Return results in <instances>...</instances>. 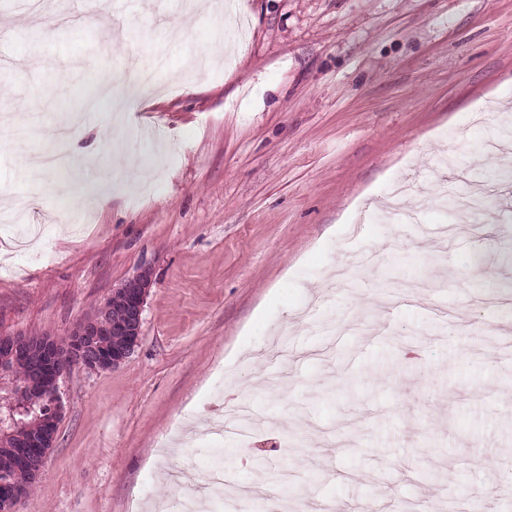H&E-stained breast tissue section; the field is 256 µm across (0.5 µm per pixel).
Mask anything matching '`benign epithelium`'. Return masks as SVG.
<instances>
[{"instance_id": "1", "label": "benign epithelium", "mask_w": 512, "mask_h": 512, "mask_svg": "<svg viewBox=\"0 0 512 512\" xmlns=\"http://www.w3.org/2000/svg\"><path fill=\"white\" fill-rule=\"evenodd\" d=\"M151 285L152 271L148 267L141 268L136 275L127 279L113 291V294H119L126 300L124 308L114 317L112 308L102 304L92 318L73 329L71 335L76 338L77 349L66 354L61 353L57 342L47 341L36 346L25 338L0 337V364L4 365L18 357L26 358L39 366L41 374H51L58 379L70 361L96 363L93 352L101 345V339L114 335L126 337L125 346L112 352V367H119L133 352L142 335L145 301ZM10 437L9 433L0 435V449L15 450L18 463L26 465L25 449L36 447L38 437L32 436L20 442L12 441Z\"/></svg>"}]
</instances>
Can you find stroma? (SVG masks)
<instances>
[{
	"instance_id": "stroma-1",
	"label": "stroma",
	"mask_w": 512,
	"mask_h": 512,
	"mask_svg": "<svg viewBox=\"0 0 512 512\" xmlns=\"http://www.w3.org/2000/svg\"><path fill=\"white\" fill-rule=\"evenodd\" d=\"M225 2L246 44L199 0H98V23L73 25L60 17L78 0L36 17L0 0V112L31 124L18 144L0 131V197L36 189L27 221L46 227L21 253L0 227V336L66 339L153 273L130 357L59 380L55 441L13 512L175 501L181 471L209 472L188 419L242 400L272 425L225 438L223 512H265L237 496L258 478L292 512L382 497L431 512L441 496L512 512L496 492L512 474V181L443 250L442 206L416 224L356 221L397 179L462 194L512 158L484 152L506 130L477 118L512 112V0ZM26 26L37 37L15 42ZM159 58L166 92L128 97L136 61ZM103 75L119 108L62 144L93 163L33 185L30 162ZM62 214L85 232H59ZM400 253L425 270L409 302L381 286Z\"/></svg>"
}]
</instances>
